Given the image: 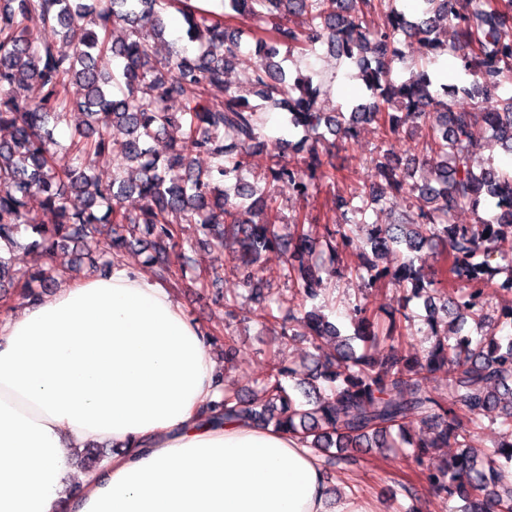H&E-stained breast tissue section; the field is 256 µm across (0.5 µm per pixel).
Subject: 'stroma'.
Returning a JSON list of instances; mask_svg holds the SVG:
<instances>
[{"mask_svg":"<svg viewBox=\"0 0 512 512\" xmlns=\"http://www.w3.org/2000/svg\"><path fill=\"white\" fill-rule=\"evenodd\" d=\"M291 66L303 72L320 73L325 81L330 105H347L361 100L365 90L337 71L334 60L325 50L314 54L293 55ZM380 139L374 125L364 124L355 137L337 145L331 158L344 179L333 186L321 187L314 197L297 196L287 184L272 183L281 209L280 232H289L296 213H308L318 223L337 216V196L349 193L350 181L372 186L376 181L371 160L380 150ZM134 244L124 249L121 259L135 270L168 288L180 301L188 317L213 338L211 352L224 373V383L239 392L256 387L273 363L283 361L295 366L309 362L314 349L302 336H295L287 343H279L276 328L264 319L263 314L273 298L289 297L293 285L283 279L265 282L260 296H252L242 283V273L236 268L232 246L217 247L213 241L199 232L196 225L183 224L178 228V245L171 254L172 271L168 274L149 263V252L141 241L144 229L133 233ZM236 296L237 305L232 315L224 313V299ZM317 304L344 332L352 327L347 317L357 304L381 316L398 310L413 317L412 333L405 339L412 352L429 348L433 338L422 321L425 309L422 300L409 298L405 288L386 284L367 286L350 273L323 274L318 286ZM231 337L237 351L235 362L224 360V337ZM334 480L340 490L370 498L377 512H455L458 500L446 501L420 477V467L415 460L404 454H392L379 450L361 454L356 465L337 468ZM410 484L416 490L415 498L400 496L401 484Z\"/></svg>","mask_w":512,"mask_h":512,"instance_id":"stroma-1","label":"stroma"}]
</instances>
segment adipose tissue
I'll return each mask as SVG.
<instances>
[{
	"mask_svg": "<svg viewBox=\"0 0 512 512\" xmlns=\"http://www.w3.org/2000/svg\"><path fill=\"white\" fill-rule=\"evenodd\" d=\"M211 340L167 288L113 264L0 316V512H375L327 504L324 470L283 431L201 411ZM108 441L69 495V451Z\"/></svg>",
	"mask_w": 512,
	"mask_h": 512,
	"instance_id": "obj_1",
	"label": "adipose tissue"
}]
</instances>
